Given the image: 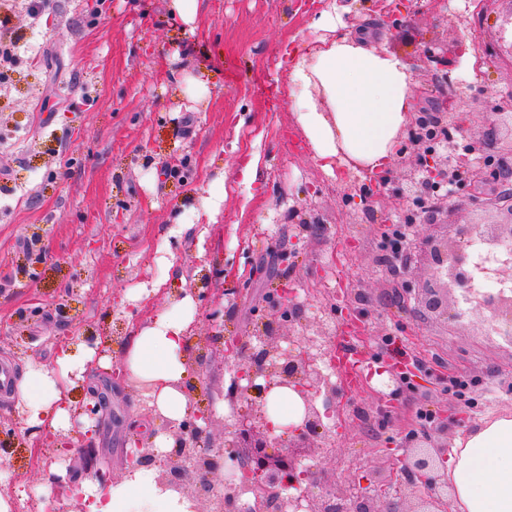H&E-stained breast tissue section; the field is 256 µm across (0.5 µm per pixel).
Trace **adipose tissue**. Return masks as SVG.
<instances>
[{"instance_id":"obj_1","label":"adipose tissue","mask_w":512,"mask_h":512,"mask_svg":"<svg viewBox=\"0 0 512 512\" xmlns=\"http://www.w3.org/2000/svg\"><path fill=\"white\" fill-rule=\"evenodd\" d=\"M341 18L325 13L314 29L323 31L319 46L299 44L291 75L303 91L298 120L313 157L326 171L351 163L376 170L397 153L399 135L413 112L414 81L394 56L342 35ZM326 107H319L317 97ZM184 316H165L144 327L128 350L127 369L149 384L159 412L178 421L189 396ZM94 349L62 351L53 366L32 365L17 379V404L33 428H64L69 420L71 376L84 373ZM452 512H512V414L485 419L454 440L448 455ZM91 502L88 512H193V504L161 490L152 469L140 467L105 489L82 485Z\"/></svg>"}]
</instances>
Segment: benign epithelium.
<instances>
[{
	"instance_id": "1",
	"label": "benign epithelium",
	"mask_w": 512,
	"mask_h": 512,
	"mask_svg": "<svg viewBox=\"0 0 512 512\" xmlns=\"http://www.w3.org/2000/svg\"><path fill=\"white\" fill-rule=\"evenodd\" d=\"M499 120L512 128V94L500 97L493 106ZM497 144V130L466 139L465 152L486 155ZM418 154L417 179L420 184L454 182L464 176L477 182L480 173L462 162L450 149L441 156L421 142H415ZM488 209L505 216L506 221L490 224H455V237L429 235L420 245L428 277L414 290L418 308L429 317L454 319L463 312L459 301L470 311L501 321L503 333L512 335V204H492ZM483 244L490 257L483 262L470 261L466 251L472 241ZM495 276L504 288L496 294L479 292L474 285L477 275ZM278 322L267 325L252 336H217L214 353L229 364L230 387L247 400L244 410L222 420L225 447L212 448L202 456L201 439L211 440L215 425L213 412L197 411L180 422H166L177 448L167 458L158 478L165 489H172L195 501L206 497L201 512H232L244 491L261 498L271 512H445L448 483L439 471V462L447 446H434L419 440L403 449L394 467L381 472L364 487L351 483L333 491L316 492L314 486L325 484V477L312 470L308 462L325 453L318 447L316 428L328 433L336 427V408L343 407L345 390L332 382L334 354L330 337L322 329L296 340L281 334L286 323L299 320L304 302L294 288H279L273 293ZM274 387L296 391L304 400L303 419L282 427L286 446L275 449L279 441L268 415L267 396ZM322 396L323 408L316 398ZM152 461L150 449L140 439L126 455V465L146 466ZM420 480L424 492L395 502L401 478Z\"/></svg>"
}]
</instances>
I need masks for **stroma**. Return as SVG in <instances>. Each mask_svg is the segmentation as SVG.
Listing matches in <instances>:
<instances>
[{"mask_svg":"<svg viewBox=\"0 0 512 512\" xmlns=\"http://www.w3.org/2000/svg\"><path fill=\"white\" fill-rule=\"evenodd\" d=\"M351 4L347 31L369 29L374 46L405 62L414 79V113L438 112L455 97L470 124L454 140L481 134L492 106L512 92V51L499 28L507 0H198L194 26L173 18L168 0H47L32 18L26 0H0V42L15 44L14 66L0 80V363L19 375L54 364L60 349L106 337L110 365L91 367L72 390L108 397L102 422L71 414L67 429H33L14 396H0V458L10 464L0 493L14 512H72L43 485L90 480L101 462L112 479L125 471L134 438L153 447L165 422L147 414L137 388L113 387L139 331L193 309L190 411L224 402L229 375L209 341L245 336L274 321L268 296L280 285L310 298L291 336L327 325L335 339L352 320L369 329L363 352L381 366L370 385L351 391L347 415L317 467L336 484L364 478L412 438L444 441L484 415L512 411V344L485 334L479 318L444 322L419 315L407 281L384 249L386 218L408 223L406 259L446 222L483 221L497 182L441 187L456 211L406 219L417 164L414 126L384 171L378 203L364 206L368 173L330 175L313 158L297 120L298 91L288 65L290 41L316 39L322 12ZM463 39L453 67L435 70L424 51ZM210 79L207 105L175 93L172 73ZM260 158L258 182L240 169ZM223 184H216V177ZM223 193L216 223L199 221L203 202ZM288 247V261L279 258ZM468 381V397L443 381ZM435 416L418 422V408ZM69 448L58 447V439Z\"/></svg>","mask_w":512,"mask_h":512,"instance_id":"stroma-1","label":"stroma"}]
</instances>
